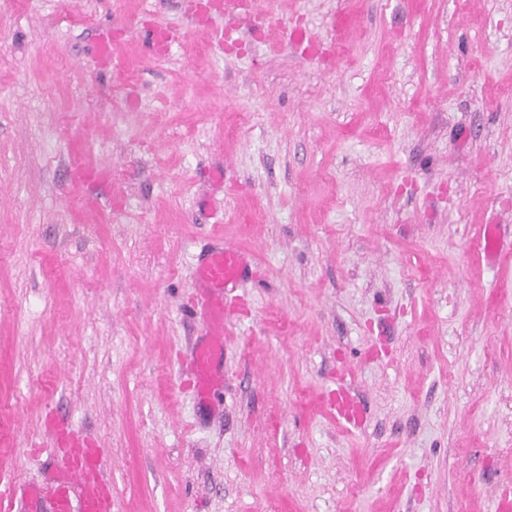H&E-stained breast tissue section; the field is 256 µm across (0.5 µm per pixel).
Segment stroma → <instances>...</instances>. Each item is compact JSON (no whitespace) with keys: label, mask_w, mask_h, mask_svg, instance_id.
<instances>
[{"label":"stroma","mask_w":512,"mask_h":512,"mask_svg":"<svg viewBox=\"0 0 512 512\" xmlns=\"http://www.w3.org/2000/svg\"><path fill=\"white\" fill-rule=\"evenodd\" d=\"M226 244L247 273L203 400L197 266ZM60 421L112 512H496L512 0H0V490L35 493L14 512H50ZM336 416L349 427H359L363 423L364 410L343 387L336 389Z\"/></svg>","instance_id":"obj_1"}]
</instances>
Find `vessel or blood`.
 <instances>
[{
	"mask_svg": "<svg viewBox=\"0 0 512 512\" xmlns=\"http://www.w3.org/2000/svg\"><path fill=\"white\" fill-rule=\"evenodd\" d=\"M241 249L222 246L207 251L198 266V281L206 288L204 300L216 334L224 332V313L230 293L245 273ZM211 348L198 350L195 365L200 378V396H207L215 376L211 371ZM336 415L347 426L362 425L364 410L344 388L336 390ZM70 459L64 475L58 480L52 498V512H110L111 494L99 475V451L87 447L85 441L70 438Z\"/></svg>",
	"mask_w": 512,
	"mask_h": 512,
	"instance_id": "b4317fda",
	"label": "vessel or blood"
}]
</instances>
